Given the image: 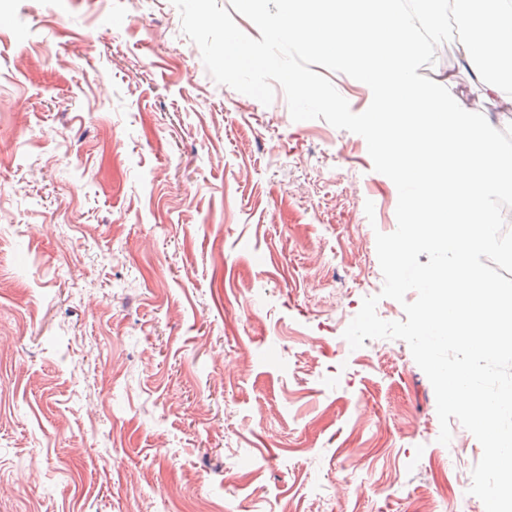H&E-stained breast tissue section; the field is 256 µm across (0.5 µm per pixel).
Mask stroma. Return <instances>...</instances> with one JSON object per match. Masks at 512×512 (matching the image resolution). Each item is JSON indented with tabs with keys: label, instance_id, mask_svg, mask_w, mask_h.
Here are the masks:
<instances>
[{
	"label": "stroma",
	"instance_id": "35a3bbf8",
	"mask_svg": "<svg viewBox=\"0 0 512 512\" xmlns=\"http://www.w3.org/2000/svg\"><path fill=\"white\" fill-rule=\"evenodd\" d=\"M458 46L426 77L504 129ZM396 206L172 0H0V512H485L408 344L343 337Z\"/></svg>",
	"mask_w": 512,
	"mask_h": 512
}]
</instances>
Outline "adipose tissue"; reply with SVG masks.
<instances>
[{"label": "adipose tissue", "instance_id": "1", "mask_svg": "<svg viewBox=\"0 0 512 512\" xmlns=\"http://www.w3.org/2000/svg\"><path fill=\"white\" fill-rule=\"evenodd\" d=\"M467 34L459 44L485 93L512 99V0H452Z\"/></svg>", "mask_w": 512, "mask_h": 512}]
</instances>
